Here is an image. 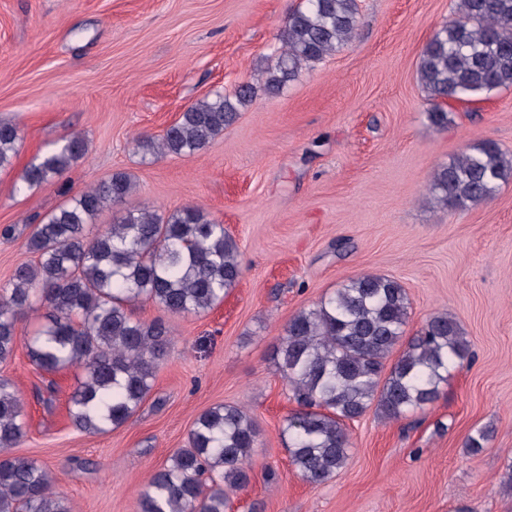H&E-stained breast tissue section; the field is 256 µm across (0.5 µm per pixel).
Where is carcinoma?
I'll list each match as a JSON object with an SVG mask.
<instances>
[{
    "label": "carcinoma",
    "mask_w": 512,
    "mask_h": 512,
    "mask_svg": "<svg viewBox=\"0 0 512 512\" xmlns=\"http://www.w3.org/2000/svg\"><path fill=\"white\" fill-rule=\"evenodd\" d=\"M358 24L356 0H300L261 72L264 93L281 94L302 68L352 41ZM417 78L428 118L439 126L448 123L450 103L511 88L512 0H458L454 16L426 43ZM256 93L247 81L200 99L163 136L135 139L134 149L145 160L193 156L231 126ZM21 142L16 124L0 121V170L13 165ZM87 152L85 138L66 139L24 166L16 191L61 176ZM510 179L512 155L480 141L434 171L428 198L441 208L476 206ZM135 188L127 174L115 173L31 225L27 247L35 260L18 266L0 287V362L14 355L19 317L45 309L44 321L26 337L28 356L45 371L80 370L68 413L89 434L131 420L168 355L169 326L137 320L129 307L144 300L173 316L201 314L223 302L242 275L237 243L198 207L168 215L128 210L112 224L94 225ZM409 308L397 280L365 274L288 320L276 358L301 410L285 419L282 435L303 480L320 484L346 467L349 422L371 408L380 420L396 421L434 402L449 371L469 356L460 324L443 312L392 359ZM26 431L24 401L1 378L0 512H70L54 491L51 470L10 454ZM493 433L490 425L476 429L465 441L467 452L485 450ZM258 437L255 419L241 406L217 405L199 414L188 445L150 475L141 512H227L230 495L250 482L248 462Z\"/></svg>",
    "instance_id": "obj_1"
}]
</instances>
